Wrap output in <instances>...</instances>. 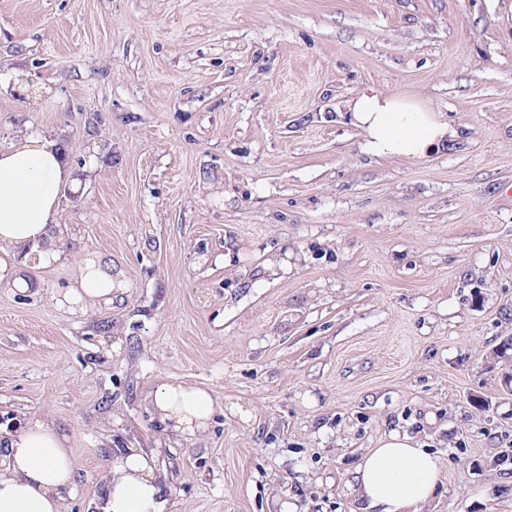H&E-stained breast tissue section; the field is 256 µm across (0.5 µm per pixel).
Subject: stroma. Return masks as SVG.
<instances>
[{"label": "stroma", "instance_id": "35a3bbf8", "mask_svg": "<svg viewBox=\"0 0 512 512\" xmlns=\"http://www.w3.org/2000/svg\"><path fill=\"white\" fill-rule=\"evenodd\" d=\"M0 148L61 134L86 173L71 264L0 285V426L55 417L94 512L119 449L155 450L174 512H358L390 433L436 453L420 512H512V0H0ZM415 96L456 132L363 149L345 102ZM208 389L200 437L147 401Z\"/></svg>", "mask_w": 512, "mask_h": 512}]
</instances>
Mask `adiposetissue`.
Wrapping results in <instances>:
<instances>
[{"label": "adipose tissue", "instance_id": "ef3b65f1", "mask_svg": "<svg viewBox=\"0 0 512 512\" xmlns=\"http://www.w3.org/2000/svg\"><path fill=\"white\" fill-rule=\"evenodd\" d=\"M346 110L364 135V150L379 158H420L455 135L440 113L413 97L368 89L347 101ZM79 182L57 134H24L0 149V284L24 287L20 273L30 264L68 261L77 283L69 299L88 308L111 301L120 286L111 258L74 257L69 246L78 229L56 221L61 188ZM150 405L167 431L194 436L206 431L215 401L209 390L165 382ZM68 442L50 416L30 415L0 429V512H59L74 490ZM443 470L439 457L393 432L361 458L354 492L367 512H413L434 497ZM167 480L154 451L126 449L102 476L96 512H170Z\"/></svg>", "mask_w": 512, "mask_h": 512}]
</instances>
